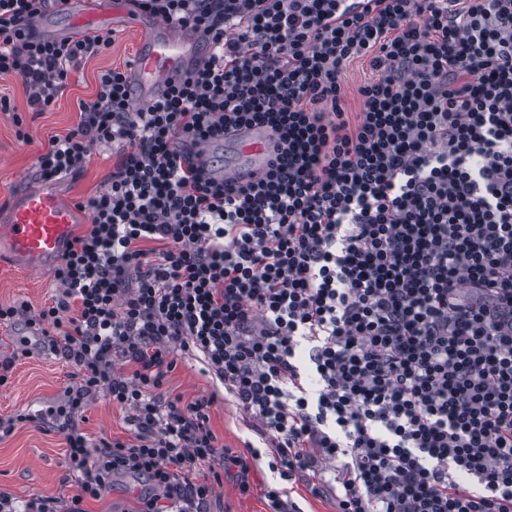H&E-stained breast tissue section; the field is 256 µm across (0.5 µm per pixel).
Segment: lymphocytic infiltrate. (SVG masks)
Returning a JSON list of instances; mask_svg holds the SVG:
<instances>
[{
	"instance_id": "obj_1",
	"label": "lymphocytic infiltrate",
	"mask_w": 512,
	"mask_h": 512,
	"mask_svg": "<svg viewBox=\"0 0 512 512\" xmlns=\"http://www.w3.org/2000/svg\"><path fill=\"white\" fill-rule=\"evenodd\" d=\"M56 0H0V77L48 110L112 31L41 38ZM200 34L208 58L134 107L126 70L97 76L76 128L35 165L69 175L119 144L51 304H0L73 368L55 410L82 498L135 472L140 512H211L215 480L251 490L254 446L212 431L216 394L163 393L199 355L280 476L323 478L338 512H512V0H133ZM364 59L360 111L342 72ZM264 125L278 153L234 185L195 145ZM307 347V361L298 350ZM127 439L90 443L99 393ZM208 468L213 482L192 480Z\"/></svg>"
}]
</instances>
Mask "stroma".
<instances>
[{
  "mask_svg": "<svg viewBox=\"0 0 512 512\" xmlns=\"http://www.w3.org/2000/svg\"><path fill=\"white\" fill-rule=\"evenodd\" d=\"M116 42L110 50L90 60L73 74L62 97L49 110L35 112L27 104L21 79L0 78V93L10 97L24 120L30 143L18 140L10 115L0 112V206L15 192L33 186L39 179L34 166L38 149L49 137L66 134L76 127L78 101H89L97 93L99 71L121 68L131 62L137 48L138 33L131 28H116ZM120 153L119 146L93 145L85 163L70 180L72 195L83 202L100 191L111 174ZM53 285L49 273L35 271L20 274L0 266V303L27 301L31 313H38L51 301ZM195 357L183 356L169 373L165 392L181 395L184 400L210 393L213 382L201 372ZM72 367L61 356L33 346L28 357L15 362L9 379L0 385V420L19 414L46 413L49 407L62 405L64 390ZM83 424L91 438L129 437L127 412L98 396L87 409ZM210 426L221 443L232 451L244 450L246 442L256 441L250 421L229 398H217L211 409ZM66 444L63 435L49 425L20 423L14 432L0 441V489L11 492L18 501L53 497L69 505L79 492L75 479L67 475ZM270 455H262L251 474L253 489L240 495L232 476H224L217 489L222 512H267L265 485L283 487L278 470L272 469ZM150 490L147 480L133 472L113 476L112 486L100 499L84 500V512H138L140 499Z\"/></svg>",
  "mask_w": 512,
  "mask_h": 512,
  "instance_id": "obj_1",
  "label": "stroma"
}]
</instances>
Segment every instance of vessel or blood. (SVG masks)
<instances>
[{
    "instance_id": "1",
    "label": "vessel or blood",
    "mask_w": 512,
    "mask_h": 512,
    "mask_svg": "<svg viewBox=\"0 0 512 512\" xmlns=\"http://www.w3.org/2000/svg\"><path fill=\"white\" fill-rule=\"evenodd\" d=\"M69 36L80 37L103 27L137 28L142 33L138 53L130 63L132 97L143 104L163 94L169 80L184 75L202 61L197 36L155 17H143L126 0H67L62 7ZM225 142L239 146L242 158L233 166H214L213 143L194 149L196 161L212 167L216 177L247 182L267 167L277 136L268 127L231 130ZM90 215L73 201L67 178L40 180L10 198L0 209V256L18 270L50 269L61 261L76 225Z\"/></svg>"
}]
</instances>
